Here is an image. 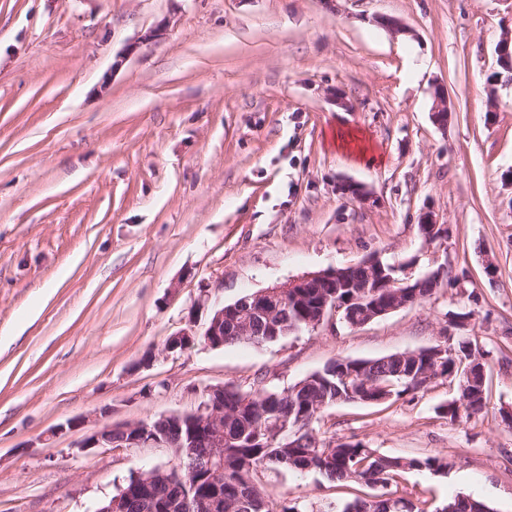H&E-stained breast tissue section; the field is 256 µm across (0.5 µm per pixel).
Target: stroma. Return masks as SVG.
<instances>
[{"label":"stroma","mask_w":512,"mask_h":512,"mask_svg":"<svg viewBox=\"0 0 512 512\" xmlns=\"http://www.w3.org/2000/svg\"><path fill=\"white\" fill-rule=\"evenodd\" d=\"M510 29L512 0H0V512H92L167 461L79 451L101 409L153 419L195 409L208 386L283 391L339 359L461 339L486 357L479 416L441 414L460 390L439 379L336 402L313 432L441 459L387 486L423 512L458 494L512 512V87L489 79ZM347 132L376 164L337 149ZM426 211L445 230L432 241ZM374 254L411 280L447 275L360 327L164 350L204 328L203 289L228 305ZM253 480L300 512L378 493L283 468Z\"/></svg>","instance_id":"35a3bbf8"}]
</instances>
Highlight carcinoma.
Returning a JSON list of instances; mask_svg holds the SVG:
<instances>
[{
    "label": "carcinoma",
    "mask_w": 512,
    "mask_h": 512,
    "mask_svg": "<svg viewBox=\"0 0 512 512\" xmlns=\"http://www.w3.org/2000/svg\"><path fill=\"white\" fill-rule=\"evenodd\" d=\"M316 307L307 304L304 308L288 305L281 309V322L293 321L299 327H306L302 320L314 318ZM427 359L420 354L416 357H392L377 359H355L337 365L320 380L306 384L297 397L295 408H290V398L282 392L267 393L243 392L229 385L224 388V435L231 439V444L224 448V510L228 512L229 502L237 495L248 494L247 486L253 474L260 466H275L293 471L319 472L331 480L362 481L368 473L379 476L383 484H388L393 475L403 470L399 458L373 455L359 448H344L341 444L324 441L305 430V443L296 447L292 440L281 439L267 444L257 439L258 427L271 424L290 411L300 414L306 406L317 399L349 397V392L363 390L364 380L376 377L390 384L389 393L392 400L418 390L412 384L413 377L422 372ZM471 361L468 356L456 355L448 359L445 370L447 378H462L467 373ZM485 391L460 403L452 402L441 406L443 413L454 422L470 418L484 408ZM217 463L211 455V449L197 446L195 448H172L169 461L158 464L148 473L150 487L154 496L165 505V512H185L180 508L181 501L197 485V490L204 495L210 493L206 476L209 465ZM133 476H128L122 487L124 489V506L126 512H141L138 487L134 486ZM342 512H387L385 503L370 504L367 499H356L345 505Z\"/></svg>",
    "instance_id": "1"
}]
</instances>
